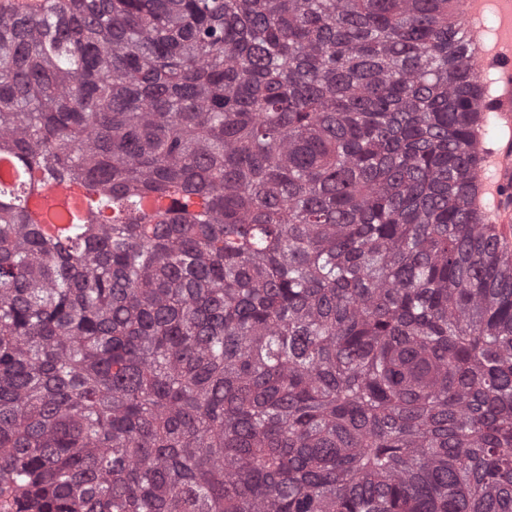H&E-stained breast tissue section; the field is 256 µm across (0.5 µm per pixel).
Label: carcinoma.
<instances>
[{"label": "carcinoma", "instance_id": "carcinoma-1", "mask_svg": "<svg viewBox=\"0 0 512 512\" xmlns=\"http://www.w3.org/2000/svg\"><path fill=\"white\" fill-rule=\"evenodd\" d=\"M456 2L0 7V512H512Z\"/></svg>", "mask_w": 512, "mask_h": 512}]
</instances>
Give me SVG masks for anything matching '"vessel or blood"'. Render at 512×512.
Wrapping results in <instances>:
<instances>
[{"label":"vessel or blood","mask_w":512,"mask_h":512,"mask_svg":"<svg viewBox=\"0 0 512 512\" xmlns=\"http://www.w3.org/2000/svg\"><path fill=\"white\" fill-rule=\"evenodd\" d=\"M489 14L495 19L490 30L484 25ZM460 29L478 74L491 79L483 93V108L512 137V0H463ZM475 184L486 212L504 214L512 200V149H483Z\"/></svg>","instance_id":"1"}]
</instances>
